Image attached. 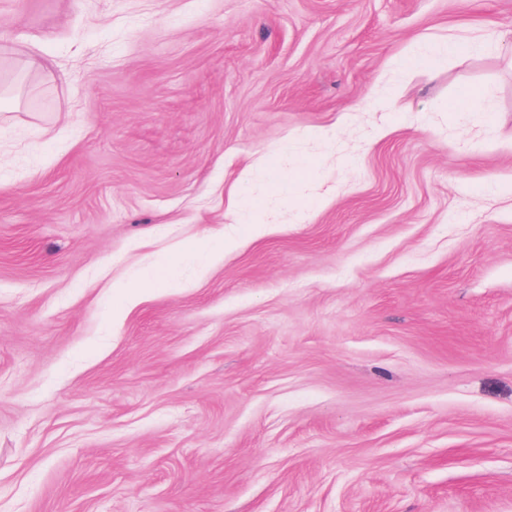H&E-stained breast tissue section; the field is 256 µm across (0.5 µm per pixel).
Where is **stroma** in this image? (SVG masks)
<instances>
[{"label":"stroma","mask_w":512,"mask_h":512,"mask_svg":"<svg viewBox=\"0 0 512 512\" xmlns=\"http://www.w3.org/2000/svg\"><path fill=\"white\" fill-rule=\"evenodd\" d=\"M498 184L512 0H0V512H512ZM490 47L488 42H479L466 36L448 38L443 43L423 42L411 55L401 62L403 68L426 66L431 68L440 57L448 55L467 56ZM170 283L169 273L166 269L156 268L155 270L146 272L139 282L132 287L119 286L118 293L120 303L115 310L116 317L121 316L130 306L140 301L152 291L161 285Z\"/></svg>","instance_id":"stroma-1"}]
</instances>
